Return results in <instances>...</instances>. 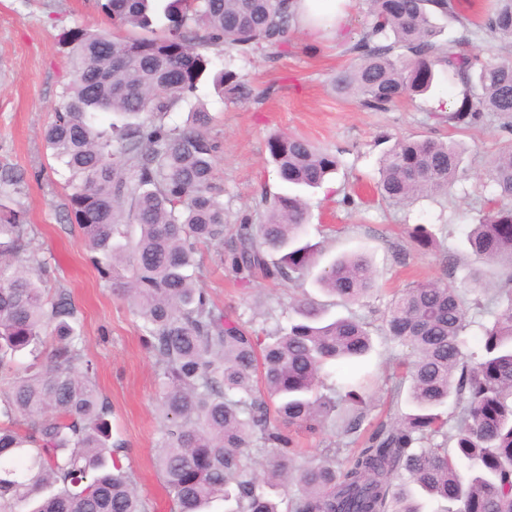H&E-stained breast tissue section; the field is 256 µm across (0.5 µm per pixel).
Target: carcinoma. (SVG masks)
Segmentation results:
<instances>
[{
  "label": "carcinoma",
  "instance_id": "1",
  "mask_svg": "<svg viewBox=\"0 0 512 512\" xmlns=\"http://www.w3.org/2000/svg\"><path fill=\"white\" fill-rule=\"evenodd\" d=\"M367 3L370 20L349 49L353 60L333 79L338 94L385 112L427 93L441 71L461 87V99L439 120L467 129L489 112L512 132V59L469 50L477 38L512 43V0H498L476 23L460 0ZM102 9L116 28L151 35L63 32L72 79L43 137L71 174V223L102 256L99 273L143 320L161 371L157 459L170 512H209L229 500L233 512H280L279 502L258 493L261 482L283 488L285 512H422L414 485L454 505L450 512H512V148L489 160L497 194L466 236L474 260L506 267L500 288L486 303L467 298L463 287L475 293L483 279L472 267L459 280L412 282L393 295L385 336L408 348L410 360L392 391L409 384L416 412L378 423L343 467L339 447L306 459L293 431L317 434L336 418L346 437L361 429V385L324 379L329 368L368 354L369 323L328 320L326 306L306 298L293 305L297 321L262 336L219 309L188 274L198 247L224 243L227 227L214 177L222 143L211 133L212 115L190 101L212 67L202 50L248 56L282 47L297 22L296 0H105ZM435 16L456 21L459 36L439 39ZM213 80L235 102L253 98L250 82L233 70ZM184 105L190 119L169 124ZM99 111L126 122L100 129ZM266 149L285 190L261 197L259 223L241 217L226 261L244 280L261 273L294 284L317 266L300 190L320 186L338 159L284 134L269 137ZM461 163L453 144L403 137L385 153L376 191L394 204L446 195ZM125 224L140 234L123 244L116 237ZM410 241L426 249L434 237L418 224ZM29 244L20 212L1 209L0 375L20 355L39 361L0 394V512L33 500L29 512H152L123 470L125 446L112 441L111 406L74 327L76 305L64 290L46 294L21 259ZM315 284L350 306L376 289V278L367 258L353 253L321 269ZM475 315L489 320L479 323L482 340L471 350L464 333ZM50 327L55 344L44 353ZM450 402L452 417L441 412ZM255 450L269 456L260 470Z\"/></svg>",
  "mask_w": 512,
  "mask_h": 512
}]
</instances>
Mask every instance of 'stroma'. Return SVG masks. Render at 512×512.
<instances>
[{"instance_id":"stroma-1","label":"stroma","mask_w":512,"mask_h":512,"mask_svg":"<svg viewBox=\"0 0 512 512\" xmlns=\"http://www.w3.org/2000/svg\"><path fill=\"white\" fill-rule=\"evenodd\" d=\"M367 20L366 0H351L345 41H337L330 30L311 34L299 28L280 54L217 56L216 67L247 76L254 99L226 100L207 75L194 100L212 114V133L223 144L215 177L224 190L229 223L254 214L262 192L283 189L266 149L270 135L299 136L337 154L336 176L304 194L311 212L307 237L321 247L319 266L340 254L359 252L376 273L377 288L361 304L335 305L329 312L330 317L353 316L374 328L373 350L362 365L376 378L367 393L365 418L374 425L411 410L405 397H394L391 391L407 352L381 334L382 314L408 283L448 278L449 257H456L459 265L470 264L466 234L495 192L486 175L488 160L512 145V134L489 117L465 132L437 122L435 110L457 101L461 92L443 75L428 94L403 100L386 112L362 111L354 99L334 93L330 81L348 63L347 49ZM77 27L108 30L112 22L96 0H0V174L9 171L22 178L17 190L0 194V204L23 212L31 252L45 264L44 287L70 292L80 312L85 353L97 366V387L112 406V435L128 449L122 464L133 473L140 494L154 503L155 512H169L154 464L162 445L159 369L144 345L142 321L101 278L78 230L69 226V173L55 162L42 137L69 77L59 35ZM405 136L464 146L463 173L450 195L408 206L380 200L374 190L380 159ZM418 224L433 232L436 248L424 252L411 247L408 233ZM224 252L221 245L200 247L192 274L219 308L256 330L287 326L295 298L328 300L310 279L282 286L259 278L241 285L225 266Z\"/></svg>"}]
</instances>
